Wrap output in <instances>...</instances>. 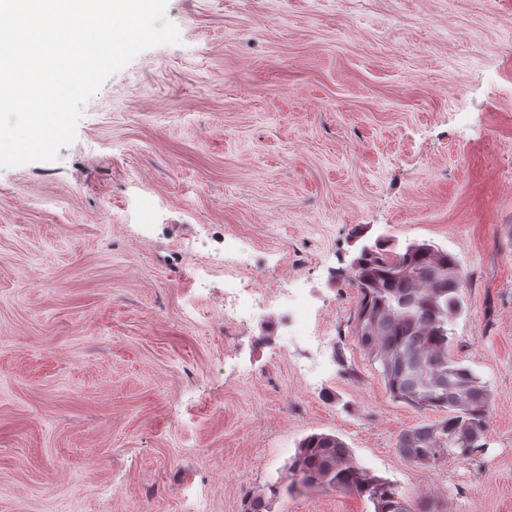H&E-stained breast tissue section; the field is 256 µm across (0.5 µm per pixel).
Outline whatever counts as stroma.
Wrapping results in <instances>:
<instances>
[{
	"label": "stroma",
	"mask_w": 512,
	"mask_h": 512,
	"mask_svg": "<svg viewBox=\"0 0 512 512\" xmlns=\"http://www.w3.org/2000/svg\"><path fill=\"white\" fill-rule=\"evenodd\" d=\"M166 16L179 43L110 77L55 160L0 169V512H242L322 432L439 512H512V0ZM378 239L467 275L453 352L493 392L468 460L396 447L444 414L395 401L355 337L347 269ZM228 250L306 323L226 322ZM273 512L373 506L302 488Z\"/></svg>",
	"instance_id": "obj_1"
}]
</instances>
